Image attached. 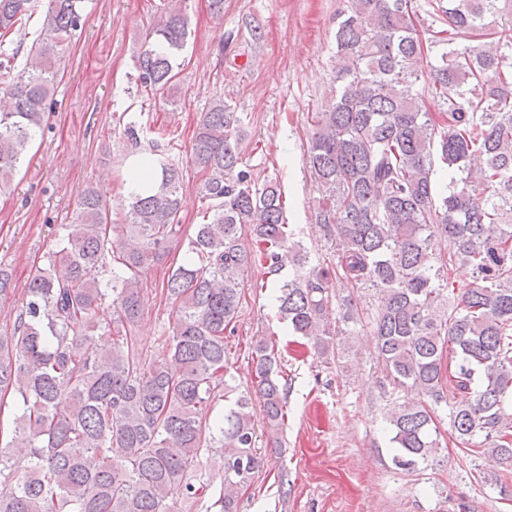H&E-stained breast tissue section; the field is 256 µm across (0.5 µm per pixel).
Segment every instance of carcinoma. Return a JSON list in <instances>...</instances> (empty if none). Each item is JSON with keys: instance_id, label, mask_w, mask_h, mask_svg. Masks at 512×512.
<instances>
[{"instance_id": "obj_1", "label": "carcinoma", "mask_w": 512, "mask_h": 512, "mask_svg": "<svg viewBox=\"0 0 512 512\" xmlns=\"http://www.w3.org/2000/svg\"><path fill=\"white\" fill-rule=\"evenodd\" d=\"M84 0H47L27 62L0 53V192L29 145L44 134L57 76L51 51L84 26ZM418 0H348L340 12L336 90L312 113L304 163L322 189L316 212L336 263L310 264L292 241L279 183L258 184L243 161V120L216 99L204 113L190 156L204 172L206 207L184 232L182 171L175 156L152 154L159 175L126 191L125 223L87 186L59 248L30 275L10 331L0 333V395L22 399L14 435L0 448V512H178L192 500L205 512H240L241 491L264 467L251 397L208 417L225 397L224 331L237 318L241 286L258 260L273 274L288 252L293 276L277 296L294 333L325 353L335 337L370 328L385 377L411 393L389 403L393 464L411 471L439 450L437 420L448 407L450 435L512 467V0H433L448 28L422 41ZM36 0H0V48L26 28ZM137 57V87L171 88L188 42L181 6L170 4ZM425 82L413 94L410 87ZM445 109L436 123L430 105ZM171 145L175 132L142 127ZM247 234L253 247L240 243ZM118 239L119 252L112 251ZM183 242L189 260L168 276L177 304L159 359L143 362L131 327L142 282L161 251ZM449 242L444 250L441 242ZM471 271L460 283L458 267ZM341 311L330 318L334 290ZM378 293L374 311L355 294ZM112 318L101 324L103 308ZM110 335L104 347L97 330ZM256 393L273 447L281 446L286 385L274 346L252 351ZM451 385L457 400L445 397ZM27 465L14 478L16 449ZM223 460L219 490L200 468Z\"/></svg>"}]
</instances>
